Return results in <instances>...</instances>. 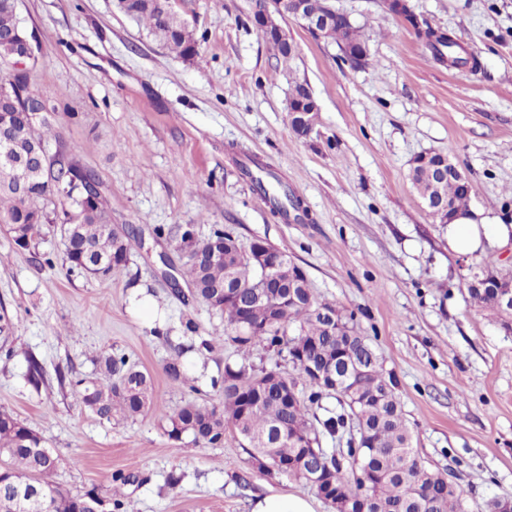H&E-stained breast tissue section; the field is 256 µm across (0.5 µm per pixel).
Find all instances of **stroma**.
I'll return each instance as SVG.
<instances>
[{"label":"stroma","instance_id":"35a3bbf8","mask_svg":"<svg viewBox=\"0 0 512 512\" xmlns=\"http://www.w3.org/2000/svg\"><path fill=\"white\" fill-rule=\"evenodd\" d=\"M333 2L359 28L370 65L350 66L335 43L291 19L282 26L295 54L281 63L251 0H176L198 43L190 58L116 0H18L40 47L31 85L55 106L59 141L103 182L113 224L142 230L127 266L107 279L69 271L58 225H44L27 250L0 235V305L14 322L0 410L43 437L63 490L105 498L112 478L137 476L122 489L128 512H248L270 490L314 493L259 471L232 435L220 448L173 441L151 409L103 422L58 383L71 369L94 376L93 357L114 352L151 375L167 411L219 403L212 381L236 361L232 346L187 355L188 384L164 371L186 320L207 339L224 332L222 315L183 305L163 277L185 254L156 227L191 224L200 239L221 228L285 251L317 299L353 314L398 383L415 448L461 488L470 512L512 493V332L461 285L474 263L512 272V243L451 251L446 225L409 178L418 155H450L473 185L471 212L512 224V0H406L473 53L474 71L436 61L385 0ZM298 82L319 107L307 139L288 122ZM254 159L300 201L289 219L257 202L244 171ZM30 354L46 371L38 391L27 381ZM173 471L182 481L172 491Z\"/></svg>","mask_w":512,"mask_h":512}]
</instances>
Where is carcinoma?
<instances>
[{"mask_svg":"<svg viewBox=\"0 0 512 512\" xmlns=\"http://www.w3.org/2000/svg\"><path fill=\"white\" fill-rule=\"evenodd\" d=\"M120 8L137 22L149 24L151 34L181 56L197 51V41L188 24L174 9V0H120ZM418 35L434 58H447L454 66L476 67V58L463 57L460 45L442 39L425 21L415 24ZM29 36L20 20L15 0H0V62L12 63L16 52ZM324 37L341 45L347 40L365 44L358 27L336 24ZM12 76L0 77V130L11 133L10 159L0 156V224L14 244L22 249L31 246L44 224H60L64 257L69 270L108 278L126 267L131 242L137 229L119 240L103 229L108 213L105 190L90 189V182L79 178L74 185L70 156L54 163L52 182L35 178L33 154L48 144L43 130L51 129L50 106L46 114L32 121L16 91ZM24 173L32 179L28 193L17 194L12 182ZM412 181L420 194L432 190L426 165L415 164ZM258 194L269 199L272 212L299 207L288 190L261 178L254 179ZM435 194L448 201V214L468 211L470 194L450 175ZM54 204L47 211L45 202ZM180 238L178 249H191L196 239L193 225L175 230ZM249 248L239 246L230 258L232 273L226 264L198 266L191 261L183 265L182 275L193 285L188 305L196 300L224 316V335L218 340L230 344L240 360L224 365L223 375L212 381L219 388L222 403H189L173 413H163L164 431L174 441L192 437L202 448L224 445V435L232 434L248 450L252 464L274 477L288 474L305 480L304 470L311 465L321 468L331 481L314 486L324 500H351L359 512H468L463 491L448 478L432 470L421 460L413 446L406 424L397 383L385 371L370 339L354 323V317L331 302L313 298L308 279L286 282L258 302L253 292L260 275L250 264ZM473 302L494 312L501 324L512 314L500 305L493 289L476 290L466 281ZM12 323L7 310L0 311V351L12 355ZM211 346L180 343L175 355L165 364L167 377L174 383L189 381L185 357ZM273 350L288 361L285 372L276 363L270 368H256L251 361L254 349ZM336 369L338 390L323 387L307 364ZM96 376L71 379L85 408L99 420L112 422L116 416L134 418L154 404L150 376L129 363L125 355L109 354L94 360ZM342 397L340 410L320 417L322 399L332 394ZM356 431L358 449H348L349 461L343 463L335 453L322 447V439H334ZM42 437L17 416L0 410V512H100L102 499L94 491L71 494L47 480L52 470L45 468ZM38 481L43 487L40 504L22 507L7 488L17 478Z\"/></svg>","mask_w":512,"mask_h":512,"instance_id":"1","label":"carcinoma"}]
</instances>
